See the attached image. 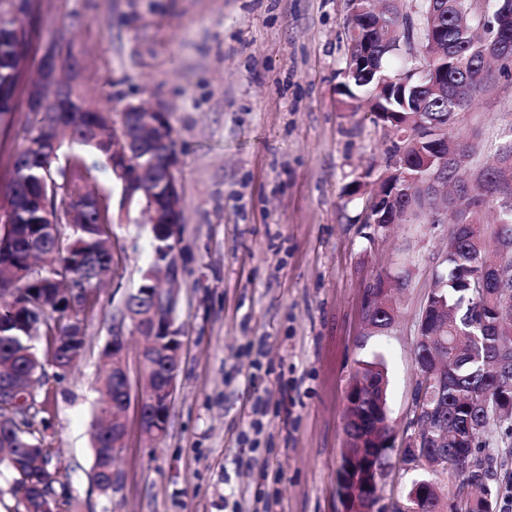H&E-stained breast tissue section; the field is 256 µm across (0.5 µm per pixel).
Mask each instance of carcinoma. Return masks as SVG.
<instances>
[{"label": "carcinoma", "mask_w": 512, "mask_h": 512, "mask_svg": "<svg viewBox=\"0 0 512 512\" xmlns=\"http://www.w3.org/2000/svg\"><path fill=\"white\" fill-rule=\"evenodd\" d=\"M362 7V3L355 5L359 12L349 23L351 52L341 71L338 93L347 109L368 97L373 121L398 133L388 157L397 160V166L387 164L393 173L373 189L365 217L369 224L376 217V207L390 196L391 185L402 184L407 177L424 181L444 161L448 178L464 181L465 172L457 169L455 157L466 147V140L452 130L459 114L489 87L491 77L481 73V59L488 48L504 57L501 73L512 71V27L500 29L495 20L502 8L512 13V0H494L486 12L480 0H416V11L404 15L392 3L387 10L394 16L380 32L371 29L375 19L361 12ZM26 19L24 15L14 20L12 28L0 29V100L4 102L14 100L24 80L19 60L29 48ZM367 38L392 48L381 49L375 60H367L361 51ZM408 75L414 91L403 100L386 80L399 81ZM102 119L98 112L69 113L70 142L78 152L56 169L53 157H32L27 146L16 156L13 176L4 184L12 195V215L10 223L0 224V297L9 295L12 300L0 305V377L24 380L23 393L31 399L26 407L6 400L0 403V450L8 452L0 463L7 462L11 473L15 512H67L72 507L66 489L55 487L54 450L35 434V419L44 412L46 400L27 381L43 368V362L26 342L30 331H41L48 361L63 372L71 369L85 348L86 313L97 301L100 284L112 275L108 205L94 210L90 223L71 225L65 242L58 234L43 232L41 208L45 201L56 206L59 196L70 200L72 208L81 207L84 190L96 185L94 172H112V136L96 131ZM85 150L96 157L93 163L87 162ZM498 156L499 165L479 171L483 192L470 195L468 207L461 211L448 239L445 269L432 292L429 313L440 305L446 307L448 324L430 320L423 327L424 335L440 329L442 341L448 350L456 351V359L445 380L427 388L417 420L428 419L445 430L448 442L434 448L422 441L421 462L409 449L403 450L401 462L421 471L407 493L405 512H442V498L430 487L427 467V460L436 454L446 458L448 474L456 482L452 512H499L498 497L490 487L497 456L489 449L502 448L504 456L512 455V431L501 429L497 417L501 407L512 411V374L496 370L499 361H512L504 343V337L512 336V301L496 277L478 280L471 267L488 247L512 245V210L500 207L501 196L512 195V144ZM397 203L394 221L410 224L427 218L433 199L418 187L410 195L399 193ZM488 204L498 209L497 230L483 222ZM396 313L391 304L366 312V320L382 333ZM356 376L372 380V385L368 409H347L344 430L350 447L342 449L343 461L359 453L377 415L388 410L384 364L364 361ZM97 382L107 403L118 401L110 346L104 350ZM486 394L490 395L487 404L482 401ZM91 441L92 479L106 496L112 489V424L91 426Z\"/></svg>", "instance_id": "carcinoma-1"}]
</instances>
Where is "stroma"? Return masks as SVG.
Here are the masks:
<instances>
[{"mask_svg":"<svg viewBox=\"0 0 512 512\" xmlns=\"http://www.w3.org/2000/svg\"><path fill=\"white\" fill-rule=\"evenodd\" d=\"M350 0H40L27 20L26 72L56 41L85 101L120 115L130 103L169 114L184 231L176 247L182 361L157 443L142 433L134 382L112 491L89 479V425L102 353L124 296L150 261L146 216L99 175L114 274L85 320L66 374L46 366L45 442L74 512H342L346 392L361 362L384 363L395 446L404 448L420 374L418 319L451 223L364 221L393 135L366 109H342ZM37 118L17 94L0 116V183ZM479 164L512 138V76L460 114ZM398 281V317L370 333L366 294Z\"/></svg>","mask_w":512,"mask_h":512,"instance_id":"stroma-1","label":"stroma"}]
</instances>
